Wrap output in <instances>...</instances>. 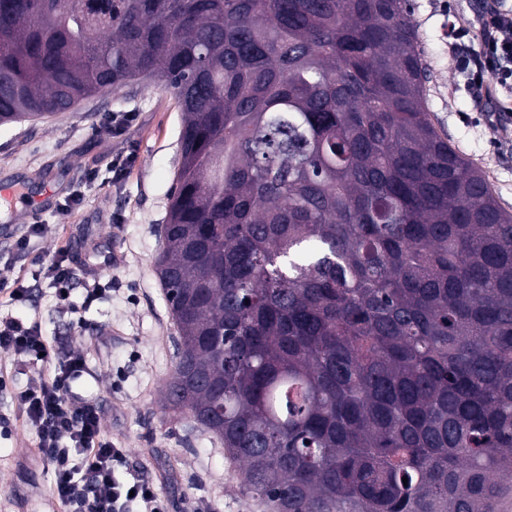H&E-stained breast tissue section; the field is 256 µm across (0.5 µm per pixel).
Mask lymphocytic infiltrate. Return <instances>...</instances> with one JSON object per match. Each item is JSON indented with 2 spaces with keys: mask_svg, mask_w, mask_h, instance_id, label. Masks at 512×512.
<instances>
[{
  "mask_svg": "<svg viewBox=\"0 0 512 512\" xmlns=\"http://www.w3.org/2000/svg\"><path fill=\"white\" fill-rule=\"evenodd\" d=\"M479 32L478 47L466 40ZM448 51L469 93L488 95L496 85L506 93L495 102L502 115L512 114V0L492 5L469 19L454 18L448 29ZM0 351L33 370L29 386L16 400L35 429L38 446L54 472L53 493L72 512H163L152 484L119 480L117 466L125 451L102 435V416L92 402L77 397L73 387L86 373L77 352L56 356L40 328L16 317L0 318Z\"/></svg>",
  "mask_w": 512,
  "mask_h": 512,
  "instance_id": "1",
  "label": "lymphocytic infiltrate"
}]
</instances>
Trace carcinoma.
Listing matches in <instances>:
<instances>
[{"label":"carcinoma","instance_id":"1","mask_svg":"<svg viewBox=\"0 0 512 512\" xmlns=\"http://www.w3.org/2000/svg\"><path fill=\"white\" fill-rule=\"evenodd\" d=\"M151 78L182 116L168 407L251 512L512 498V214L437 130L409 0H0V126Z\"/></svg>","mask_w":512,"mask_h":512}]
</instances>
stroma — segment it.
<instances>
[{
  "label": "stroma",
  "instance_id": "obj_1",
  "mask_svg": "<svg viewBox=\"0 0 512 512\" xmlns=\"http://www.w3.org/2000/svg\"><path fill=\"white\" fill-rule=\"evenodd\" d=\"M488 0H410L429 79L426 101L435 126L486 176L512 212V117L485 119L487 103L464 89L448 52V22ZM181 114L170 93L138 84L95 96L77 111L0 127V188L36 200L41 236L28 253L15 241L28 223L0 205V281L30 290L27 301L0 297V316L37 324L55 352L80 351L88 375L80 396L103 409L102 431L125 449L127 479L153 483L165 512H248L238 466L210 433L168 409L162 387L175 365L176 334L166 292L154 270L180 162ZM129 160L122 174L118 157ZM65 256L77 275L99 269L102 297L62 311L41 271ZM31 375L0 351V512H65L52 504L54 474L40 459L35 430L14 400Z\"/></svg>",
  "mask_w": 512,
  "mask_h": 512
}]
</instances>
